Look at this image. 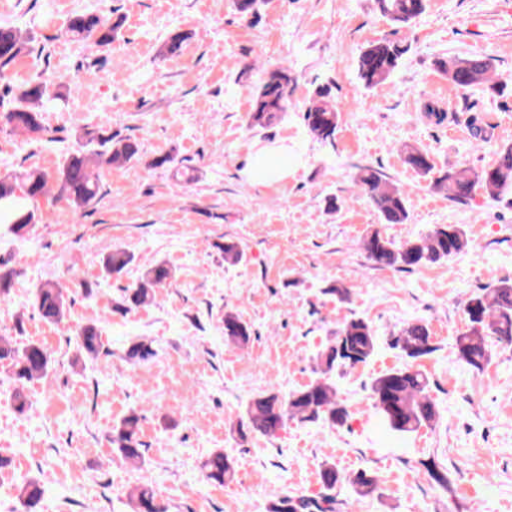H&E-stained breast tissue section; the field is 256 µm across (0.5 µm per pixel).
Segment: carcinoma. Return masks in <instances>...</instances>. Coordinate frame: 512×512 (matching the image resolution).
Instances as JSON below:
<instances>
[{
    "instance_id": "carcinoma-1",
    "label": "carcinoma",
    "mask_w": 512,
    "mask_h": 512,
    "mask_svg": "<svg viewBox=\"0 0 512 512\" xmlns=\"http://www.w3.org/2000/svg\"><path fill=\"white\" fill-rule=\"evenodd\" d=\"M377 9L399 27L408 25L422 15L427 0H375ZM119 25L110 24L94 13L73 16L67 32L75 41L92 36L95 44H112ZM186 35L180 31L168 34L162 54L175 55L182 49ZM33 41L25 30L13 25H0V69L15 63L28 51ZM410 46L403 41L384 39L366 46L357 61V76L364 87L374 89L384 84L398 68ZM437 68L448 81L461 89L473 88L492 81L491 65L484 59L454 57L436 61ZM295 78L286 66L266 72L261 83L251 91L249 124L267 128L288 111V102ZM65 96L50 90L40 80L20 85L0 100V116L6 126L31 141L43 132L41 113L46 108L65 106ZM309 133L322 143H331L336 136L339 113L331 98V89L321 88L310 99L302 113ZM404 162L422 177L434 173L430 156L422 149L404 143L400 148ZM140 143L131 138L116 139L110 135L86 131L77 139V146L68 153L55 176L40 168H31L20 175L0 176V227L14 235H22L36 223V214L27 201L45 195L49 183L56 185L58 197L80 210L100 193L98 170L104 166L124 165L140 156ZM354 184L364 194L385 224H403L408 219V198L397 185L388 183L371 166H359ZM448 199L463 201L476 190L498 201L512 194V144L504 145L489 165L472 170L462 168L446 171L431 181ZM467 244L465 231L458 224L437 227L430 232L396 243L376 230L362 242L369 261L380 268L411 270L436 264L460 254ZM132 262V256L116 249L104 260L109 275L121 274ZM172 278L171 269L157 264L146 270L139 281L122 289L121 301L113 311L126 314L149 304L155 289ZM33 306L47 323L58 324L68 314L65 288L58 283H44L36 288ZM468 328L455 338L454 354L463 366L481 371L491 359L489 339L512 345V281L503 280L493 287H484L469 294L465 303ZM250 326L232 313L224 314V340L245 346L251 340ZM78 356L95 358L103 347L102 336L95 324H85L76 334ZM391 348L399 351L405 364L374 377L369 386L374 415L392 434L406 438L437 422L438 411L431 398L430 378L420 369V362L436 350L428 325L415 320L404 324L392 338ZM379 348L378 336L363 317L345 321L333 338L315 356L317 378L287 394L272 387L251 397L238 422V434L245 440L251 435L272 436L290 420L301 423H323L342 427L351 418L348 406L338 398L334 374L343 368L356 367L370 361ZM156 356L152 343L131 340L124 350L126 362L137 367ZM0 365L7 368L15 384L14 411L25 416L31 410L27 385L48 375L53 365L51 352L42 344L19 345L11 336H0ZM109 442L127 462H143L139 416L131 412L112 426ZM207 480L224 484L234 479L233 460L222 452L213 453L204 463ZM341 476L330 461L321 466V483L327 493L319 497L281 494L272 505V512H336V499L329 491L336 488ZM357 495L370 496L378 491L375 479L361 472L352 481ZM43 490L35 481L19 488L18 499L24 512H37ZM133 512H164L150 482H143L129 492Z\"/></svg>"
}]
</instances>
